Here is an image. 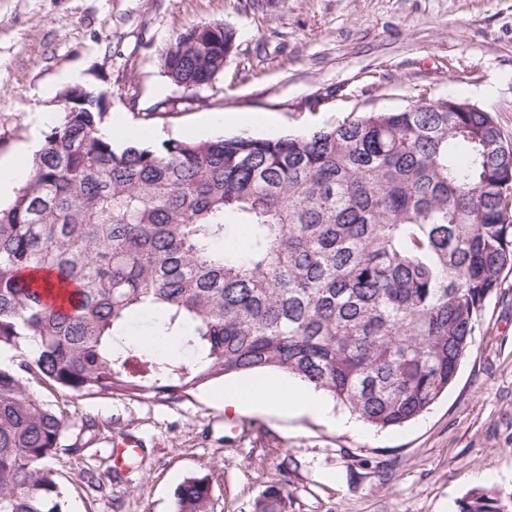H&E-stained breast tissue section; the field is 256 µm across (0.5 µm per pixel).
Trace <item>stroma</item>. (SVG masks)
Wrapping results in <instances>:
<instances>
[{
	"instance_id": "obj_1",
	"label": "stroma",
	"mask_w": 512,
	"mask_h": 512,
	"mask_svg": "<svg viewBox=\"0 0 512 512\" xmlns=\"http://www.w3.org/2000/svg\"><path fill=\"white\" fill-rule=\"evenodd\" d=\"M203 22L232 25L237 49L212 84L188 93L160 57ZM69 71L106 91L113 123L152 132L157 144L304 131L406 107L424 89L490 110L512 140V0H0L1 161L31 164L32 113L59 111ZM188 95L189 111L143 114ZM223 387L165 400L30 381L65 410L62 445L84 446L52 463L67 512H173L177 486L199 475L212 479L213 512H249L283 479L290 512H457L474 489L512 496V270L486 301L447 396L404 427L342 431L318 417L235 413ZM89 415L96 431L82 428ZM124 432L144 449L115 482L112 441ZM289 458L295 468L281 473ZM86 470L103 490L84 484Z\"/></svg>"
}]
</instances>
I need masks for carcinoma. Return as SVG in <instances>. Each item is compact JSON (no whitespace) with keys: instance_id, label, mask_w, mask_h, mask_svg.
<instances>
[{"instance_id":"obj_1","label":"carcinoma","mask_w":512,"mask_h":512,"mask_svg":"<svg viewBox=\"0 0 512 512\" xmlns=\"http://www.w3.org/2000/svg\"><path fill=\"white\" fill-rule=\"evenodd\" d=\"M235 30L207 22L161 56L211 84ZM60 108L35 178L0 205V512H66L48 463L66 412L25 381L178 399L281 371L383 430L448 390L512 269V141L491 112L423 90L403 109L277 137L118 147L103 94ZM145 336H167L168 354ZM209 476L174 512H211ZM272 485L250 512H288ZM458 512H509L494 490Z\"/></svg>"}]
</instances>
